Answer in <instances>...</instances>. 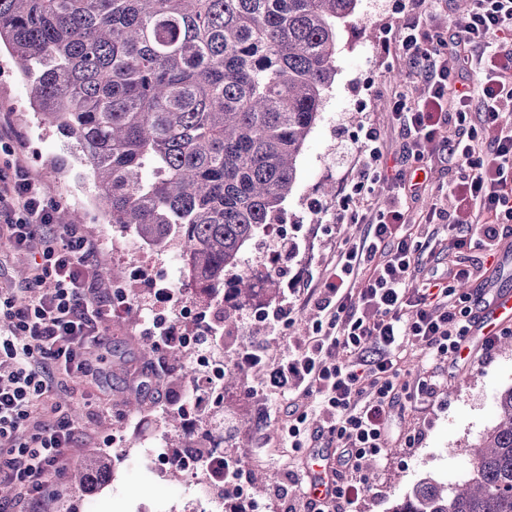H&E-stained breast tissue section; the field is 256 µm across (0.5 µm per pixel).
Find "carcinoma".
<instances>
[{
	"label": "carcinoma",
	"mask_w": 512,
	"mask_h": 512,
	"mask_svg": "<svg viewBox=\"0 0 512 512\" xmlns=\"http://www.w3.org/2000/svg\"><path fill=\"white\" fill-rule=\"evenodd\" d=\"M357 0H0V47L30 84L31 106L68 139L108 223L142 244H184L188 279L236 325L272 271L224 272L272 223L336 75V25ZM197 428L179 458L221 447ZM112 471L94 453L79 491ZM391 512H512V387L452 494L422 483Z\"/></svg>",
	"instance_id": "carcinoma-1"
}]
</instances>
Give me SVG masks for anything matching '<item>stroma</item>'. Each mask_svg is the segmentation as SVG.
<instances>
[{"mask_svg":"<svg viewBox=\"0 0 512 512\" xmlns=\"http://www.w3.org/2000/svg\"><path fill=\"white\" fill-rule=\"evenodd\" d=\"M405 0H358L354 15L336 29V76L325 92L324 106L309 134L299 158L296 185L281 206L275 235L257 233L242 253L245 266L257 273L275 269L300 284L320 280L330 268L339 238L363 235L360 224L334 229L330 211L336 198L321 188L331 183L343 188L353 166L344 146L360 136L367 122L380 128L389 159L402 158L404 134L393 128L386 115L387 101L395 88L392 72L405 73L406 67L387 44L404 17ZM30 87L20 76L10 56L0 53V114L9 115L20 133L17 152L42 181L58 207L74 211L78 226L94 240L97 252L92 270L120 266L124 284L130 290L128 305L134 316L113 315L105 324L104 341L93 355L86 376L58 378L54 399L80 407L83 423L76 429L78 441L67 449L70 467L80 465L93 450L112 456V483L101 490V512H175L193 490L186 479L171 476L151 478L146 460L151 448L180 446L185 431L170 416L141 406L132 411L124 404L127 393L136 391L137 379L149 359L142 353V331L146 325L141 311L151 307L169 311L159 302L157 292L141 287L138 271L150 279L171 284L180 295L195 299L196 294L182 273L184 245L172 240L168 245L147 251L128 232L108 224L96 205V189L85 167L71 162L60 168L66 156L63 138L47 121L29 109ZM429 185L410 203L411 217L433 207L454 209L443 186L458 176L456 167L432 159ZM322 203L327 213L315 216L313 203ZM288 242L289 251L279 249ZM270 334L251 310L241 313L238 326L224 334V345L233 349L250 341L263 340L269 353L281 356L293 347L296 330ZM475 363H461L444 379V392L434 407L416 404L397 412L393 439L383 460L372 461L366 471L368 490L358 512H391L396 498L411 494L418 483L432 480L452 487L457 477L468 476L471 450L497 419V399L512 387V350L496 348L489 360H480V340L469 343ZM257 400L245 391L232 388L224 394L222 428L225 452H245L247 478L253 497L272 500L273 490L285 481L288 465L305 466V458L288 461L280 446L281 412L272 409L260 418ZM423 434L421 443L405 447L403 438L412 430Z\"/></svg>","mask_w":512,"mask_h":512,"instance_id":"35a3bbf8","label":"stroma"}]
</instances>
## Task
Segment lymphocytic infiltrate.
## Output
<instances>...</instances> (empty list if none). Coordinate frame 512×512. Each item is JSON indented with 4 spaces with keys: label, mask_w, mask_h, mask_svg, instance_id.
I'll return each instance as SVG.
<instances>
[{
    "label": "lymphocytic infiltrate",
    "mask_w": 512,
    "mask_h": 512,
    "mask_svg": "<svg viewBox=\"0 0 512 512\" xmlns=\"http://www.w3.org/2000/svg\"><path fill=\"white\" fill-rule=\"evenodd\" d=\"M409 3L394 40L408 79L388 101L389 120L406 136L417 166H427L437 150L457 164L447 190L463 215L452 219L434 209L415 229L408 201L427 185L389 164L379 129L366 126L355 141L351 191L333 217L365 225L363 236L338 243L294 350L274 359L254 341L232 354L239 367L265 369L255 395L268 405L283 403L290 454L336 451L332 498L293 502L278 489L283 512H355L368 490V463L388 448L396 409L433 398L439 383L435 374L406 379L401 352L410 345L430 361L459 365L475 317V301L462 286L498 264L504 232L512 228V0H470L443 32L434 20L444 0ZM381 181L392 192L386 208L369 200ZM56 213L41 181L0 140V238L32 266L24 304H16L14 289H0V474L18 489L16 500L0 502V512H27L64 470L75 430L50 401L52 381L59 371L85 375L112 308L111 294H90L93 241L59 227ZM444 233L454 259L444 273L426 274ZM464 252L477 253L476 264L458 261Z\"/></svg>",
    "instance_id": "1"
}]
</instances>
